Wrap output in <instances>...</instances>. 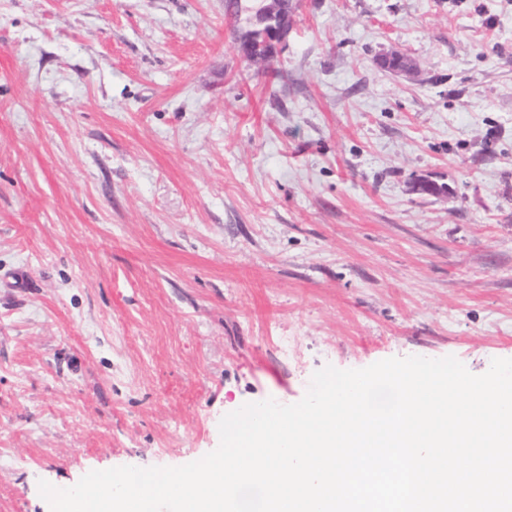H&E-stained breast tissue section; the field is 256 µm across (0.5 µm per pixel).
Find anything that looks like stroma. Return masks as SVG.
Instances as JSON below:
<instances>
[{
	"mask_svg": "<svg viewBox=\"0 0 512 512\" xmlns=\"http://www.w3.org/2000/svg\"><path fill=\"white\" fill-rule=\"evenodd\" d=\"M293 2L270 71L225 0H0V512L328 364L512 359V0Z\"/></svg>",
	"mask_w": 512,
	"mask_h": 512,
	"instance_id": "obj_1",
	"label": "stroma"
}]
</instances>
